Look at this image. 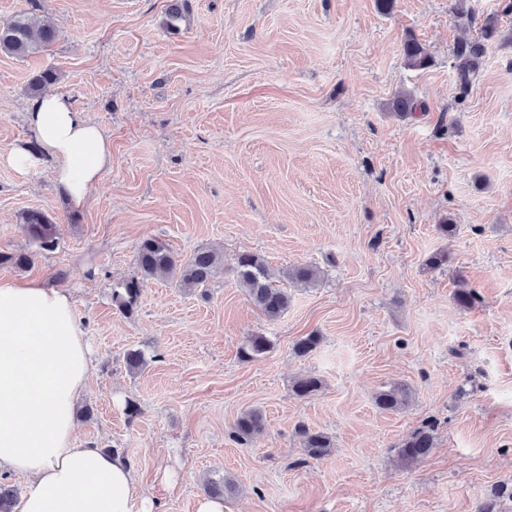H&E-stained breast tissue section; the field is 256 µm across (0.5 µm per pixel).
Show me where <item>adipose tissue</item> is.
<instances>
[{
	"mask_svg": "<svg viewBox=\"0 0 512 512\" xmlns=\"http://www.w3.org/2000/svg\"><path fill=\"white\" fill-rule=\"evenodd\" d=\"M28 122L61 192L83 207L112 166L110 143L61 94L36 99ZM90 364L68 289L0 279V474L26 479L14 512H144L121 454L75 444Z\"/></svg>",
	"mask_w": 512,
	"mask_h": 512,
	"instance_id": "adipose-tissue-1",
	"label": "adipose tissue"
}]
</instances>
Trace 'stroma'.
Returning <instances> with one entry per match:
<instances>
[{"label":"stroma","mask_w":512,"mask_h":512,"mask_svg":"<svg viewBox=\"0 0 512 512\" xmlns=\"http://www.w3.org/2000/svg\"><path fill=\"white\" fill-rule=\"evenodd\" d=\"M512 0H0V19L33 9L59 32L25 59L0 54V152L32 144L31 73L69 97L112 143V168L73 208L55 164L21 175L0 165V252L30 250L24 210L59 226L53 251L0 278L69 288L93 367L76 444L118 449L149 512H196L208 481L230 478L224 512H512ZM466 19H459L457 9ZM486 41L468 88L454 50ZM414 36L432 64L408 68ZM416 109L397 115L398 91ZM455 224L442 235L443 221ZM177 257L224 253L206 292L141 279L133 316L112 291L139 271L138 242ZM264 257L291 302L276 322L236 278L240 254ZM448 256L433 268L427 258ZM312 265L303 288L291 269ZM478 296L468 310L459 282ZM261 334L270 352L239 349ZM321 342L300 356L293 346ZM142 350L137 372L127 350ZM322 388L296 396L301 376ZM404 382L402 410L375 394ZM250 409L263 429L231 437ZM437 426L424 460L399 443ZM330 435L304 456L297 426ZM272 342L267 336H250L240 347L239 356L243 360H252L263 356L272 349Z\"/></svg>","instance_id":"35a3bbf8"}]
</instances>
